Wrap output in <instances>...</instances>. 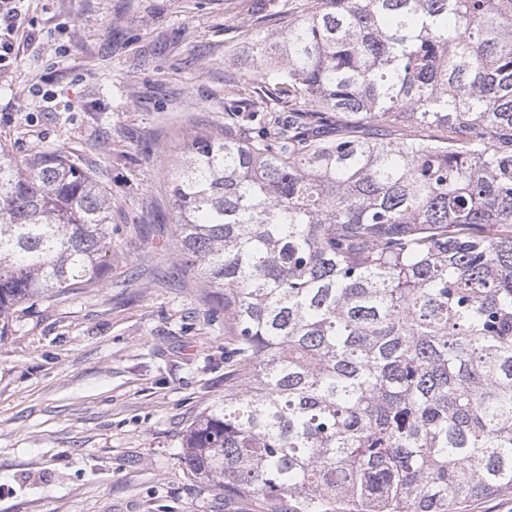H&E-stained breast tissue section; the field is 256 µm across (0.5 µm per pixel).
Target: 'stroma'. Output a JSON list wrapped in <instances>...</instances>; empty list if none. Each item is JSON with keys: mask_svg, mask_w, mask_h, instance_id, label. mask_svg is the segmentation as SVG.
I'll use <instances>...</instances> for the list:
<instances>
[{"mask_svg": "<svg viewBox=\"0 0 512 512\" xmlns=\"http://www.w3.org/2000/svg\"><path fill=\"white\" fill-rule=\"evenodd\" d=\"M299 0H20L0 144L64 148L112 206L108 270L28 301L0 337V512H260L192 476L188 424L235 360L179 262L170 181L201 133L283 109L235 56Z\"/></svg>", "mask_w": 512, "mask_h": 512, "instance_id": "obj_1", "label": "stroma"}]
</instances>
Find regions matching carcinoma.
Here are the masks:
<instances>
[{"instance_id": "cac0c4a2", "label": "carcinoma", "mask_w": 512, "mask_h": 512, "mask_svg": "<svg viewBox=\"0 0 512 512\" xmlns=\"http://www.w3.org/2000/svg\"><path fill=\"white\" fill-rule=\"evenodd\" d=\"M240 50L288 102L200 134L180 260L237 368L184 438L262 512H454L512 490V0H310ZM112 210L64 149L0 145V337L92 288Z\"/></svg>"}]
</instances>
